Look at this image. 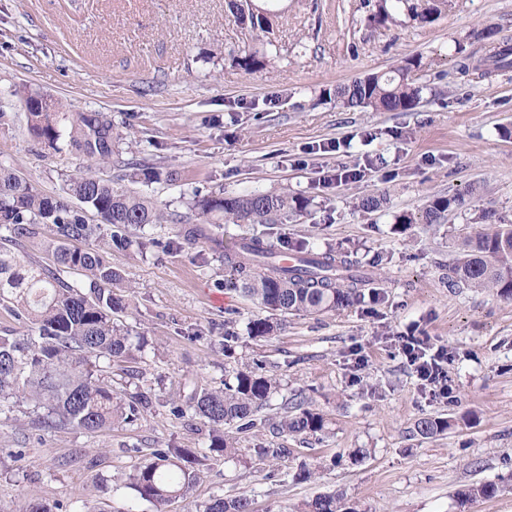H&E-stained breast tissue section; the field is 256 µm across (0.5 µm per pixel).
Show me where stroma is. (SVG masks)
<instances>
[{
	"instance_id": "1",
	"label": "stroma",
	"mask_w": 512,
	"mask_h": 512,
	"mask_svg": "<svg viewBox=\"0 0 512 512\" xmlns=\"http://www.w3.org/2000/svg\"><path fill=\"white\" fill-rule=\"evenodd\" d=\"M276 17L258 49L265 69L234 65L248 37L228 0H0V164L61 196L86 158L55 151L28 131L20 90L58 98L66 113H111L127 135L119 160L177 171L176 184H136L168 210L188 214L192 191L282 193L311 198L285 224H221L187 240L181 224L148 225L145 248L107 251L129 287L123 323L145 334L125 394L153 406L131 423L89 434L46 430L26 407L0 412V512L39 500L60 512H152L123 485L150 453L199 452V479L170 512H203L216 496H245L253 512H293L340 493L354 512H512V299L443 283L455 238L491 232L464 210L439 224H399L438 196L481 186L473 203L512 220V70L475 82L455 67L454 46L483 53L472 32L512 38V0H453L431 23L370 22L372 0H255ZM422 57V99L409 112H349L326 92ZM381 196L383 208L357 207ZM258 236L272 248L345 252L374 274L352 305L321 315L266 314L228 283L221 251ZM270 317L271 336L250 338ZM416 328L448 350L451 398H433L399 351ZM239 337L232 356L225 331ZM263 362L280 382L278 412L301 395L328 421L299 438L272 428L236 440L238 455L209 451L210 425L171 412L198 386L221 387ZM453 425L425 438L422 417ZM287 448V457L257 449ZM312 472L301 481V468ZM494 481L501 492L458 506V490Z\"/></svg>"
}]
</instances>
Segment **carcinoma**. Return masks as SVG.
<instances>
[{
	"mask_svg": "<svg viewBox=\"0 0 512 512\" xmlns=\"http://www.w3.org/2000/svg\"><path fill=\"white\" fill-rule=\"evenodd\" d=\"M233 17L251 32L268 33L272 28L265 11H252L244 0H228ZM451 0H379L372 19L378 24L393 22L405 14L422 23H431ZM497 30L489 27L477 32L487 44L482 56L465 52L463 43L455 48L460 73L484 78L494 72L512 69V45L496 39ZM240 69L251 73L267 65L265 54L250 49L234 57ZM425 67L420 57L380 74H371L340 84L333 98L353 111L407 112L421 101L423 87L411 72ZM24 103L41 100L42 105L28 112L32 135L57 150L59 142L70 150L98 163L112 161L121 134L107 112H79L66 130L59 127L62 105L37 92H24ZM175 181L173 172L146 164H130L112 179H102L90 171L69 178L65 193L83 204L72 207L62 197L43 194L34 183L0 164V306L30 324L31 333L0 335V409H12L26 403L39 424L48 429L73 427L95 433L116 422H132L150 409L151 398L136 393L128 398L115 392L103 374L102 364H119L133 358L143 348L145 337L131 336L119 319L127 309L122 293L124 277L112 268L103 251L133 245L131 230L149 224L178 223L177 215L159 207L150 197L131 190L127 183L151 184ZM307 197L253 192L227 195L224 191L202 195L193 192L189 203L198 226L187 237H206L202 224L221 218L232 224H282L307 213ZM466 206L461 194L437 197L428 202L420 216L401 214L399 224H413L422 218L426 224H438L445 213ZM93 211L100 223L88 221ZM473 223L500 224L502 228L457 240L455 255L448 262L446 286L492 289L504 298H512V225L488 209H476ZM49 225L53 234L43 242L49 266L25 259L7 247L38 234ZM224 247V264L239 288L261 308L281 314L317 315L347 306L363 295L372 271L346 255L310 250L297 254V262L285 266L275 252L258 236L242 237ZM76 274L80 279L71 281ZM275 325L266 318L250 323L249 336L271 335ZM278 382L256 363L236 370L224 387L193 392L187 408L178 405L172 414H191L214 426L209 450L233 455L232 440L224 437L221 426L236 425L239 433L259 430L268 425L262 417ZM276 430L310 437L326 428V418L302 400L286 401L281 407ZM450 427L445 418L422 417L414 431L431 437ZM199 456L190 448H168L152 453V458L133 469L125 487L149 502L154 512H169V505L186 497L199 478ZM497 484L469 485L457 492L461 506L477 499L491 498ZM204 512H252L245 497H215ZM297 512H343L342 498L321 495L301 505Z\"/></svg>",
	"mask_w": 512,
	"mask_h": 512,
	"instance_id": "1",
	"label": "carcinoma"
}]
</instances>
